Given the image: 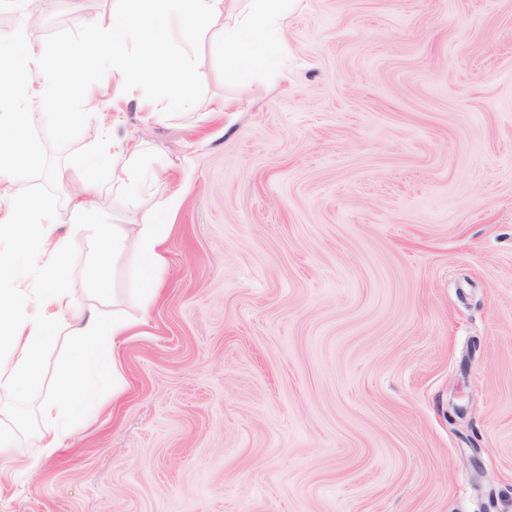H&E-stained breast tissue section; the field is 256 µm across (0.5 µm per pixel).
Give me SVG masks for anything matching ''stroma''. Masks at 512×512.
I'll return each mask as SVG.
<instances>
[{"mask_svg": "<svg viewBox=\"0 0 512 512\" xmlns=\"http://www.w3.org/2000/svg\"><path fill=\"white\" fill-rule=\"evenodd\" d=\"M116 0H58L31 40L81 41ZM196 104L153 115L91 84L152 178L113 196L83 128L35 122L25 188L98 183L96 224L171 212L150 311L128 258L104 305L136 320L83 428L36 472L38 391L0 512H512V0H300L281 68L224 77L199 44ZM236 99L237 112L224 109ZM70 181L60 187L57 172ZM94 241L70 286L93 301Z\"/></svg>", "mask_w": 512, "mask_h": 512, "instance_id": "obj_1", "label": "stroma"}]
</instances>
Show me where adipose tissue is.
Wrapping results in <instances>:
<instances>
[{
  "instance_id": "obj_1",
  "label": "adipose tissue",
  "mask_w": 512,
  "mask_h": 512,
  "mask_svg": "<svg viewBox=\"0 0 512 512\" xmlns=\"http://www.w3.org/2000/svg\"><path fill=\"white\" fill-rule=\"evenodd\" d=\"M299 0H120L111 17L95 18L82 49L59 42L53 52L29 40L24 30L0 33V395H17L38 387L51 337L64 334L72 346L59 365L53 391L40 403L46 426L44 455H52L72 438L98 400L99 382L123 381L114 358L116 343L134 327L120 313L106 314L94 304H78L61 275L64 258L81 232H91L113 256L130 254L134 262H165L161 244L165 223L158 212L137 224L88 223L87 202L72 206L70 231L57 237L47 230L51 204L29 193L19 182L20 162L33 161L36 145L27 130L34 121L28 108L38 100L55 115L58 136L75 126H102L104 113L72 108L86 90V78L97 75L117 89L163 83L166 93L151 108L166 112L192 106L203 61L194 47L212 29H220L224 73L270 67L269 46L280 43L285 21ZM173 29L188 51L158 61L166 29ZM112 191L119 196L140 192L145 178L136 153L113 147ZM42 256L47 266L39 283L25 284L19 258Z\"/></svg>"
}]
</instances>
